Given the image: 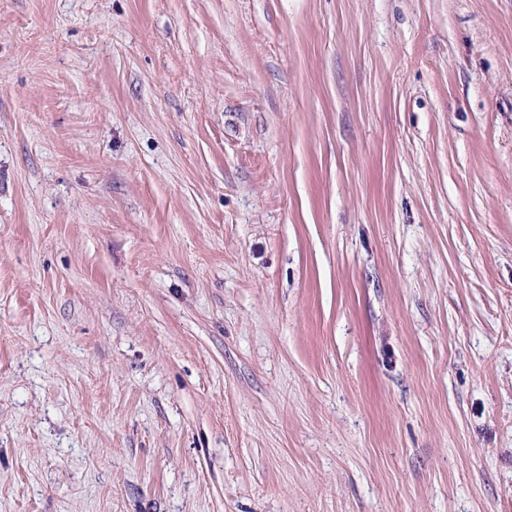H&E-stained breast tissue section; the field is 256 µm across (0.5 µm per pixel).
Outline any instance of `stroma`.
<instances>
[{"mask_svg": "<svg viewBox=\"0 0 512 512\" xmlns=\"http://www.w3.org/2000/svg\"><path fill=\"white\" fill-rule=\"evenodd\" d=\"M0 512H512V0H0Z\"/></svg>", "mask_w": 512, "mask_h": 512, "instance_id": "35a3bbf8", "label": "stroma"}]
</instances>
